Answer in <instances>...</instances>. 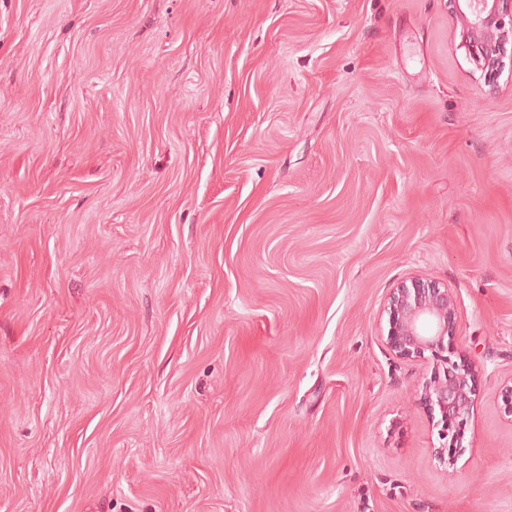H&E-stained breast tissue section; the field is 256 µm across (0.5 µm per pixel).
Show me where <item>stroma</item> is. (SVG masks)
<instances>
[{
	"label": "stroma",
	"mask_w": 512,
	"mask_h": 512,
	"mask_svg": "<svg viewBox=\"0 0 512 512\" xmlns=\"http://www.w3.org/2000/svg\"><path fill=\"white\" fill-rule=\"evenodd\" d=\"M451 0H0V512H512V65ZM453 292L454 465L386 298Z\"/></svg>",
	"instance_id": "1"
}]
</instances>
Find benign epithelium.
Instances as JSON below:
<instances>
[{
    "label": "benign epithelium",
    "instance_id": "7a95c632",
    "mask_svg": "<svg viewBox=\"0 0 512 512\" xmlns=\"http://www.w3.org/2000/svg\"><path fill=\"white\" fill-rule=\"evenodd\" d=\"M468 8V14L459 11L461 38L487 83L493 85L503 66L506 44L512 43V0H468ZM386 312V342L396 356L418 360L431 353V375L423 383L420 400L430 413L440 416L441 437L450 444L439 448L436 456L451 465L455 454L448 449H462L479 372L474 363L445 355L448 339L455 336V297L450 288L416 276L391 291Z\"/></svg>",
    "mask_w": 512,
    "mask_h": 512
}]
</instances>
